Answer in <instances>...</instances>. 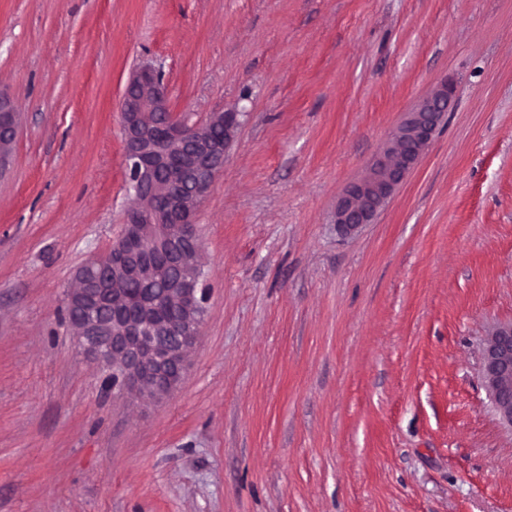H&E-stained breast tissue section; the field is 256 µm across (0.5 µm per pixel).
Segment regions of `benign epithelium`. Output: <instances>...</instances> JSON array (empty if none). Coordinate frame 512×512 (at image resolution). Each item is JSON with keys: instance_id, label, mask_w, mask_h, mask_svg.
<instances>
[{"instance_id": "benign-epithelium-1", "label": "benign epithelium", "mask_w": 512, "mask_h": 512, "mask_svg": "<svg viewBox=\"0 0 512 512\" xmlns=\"http://www.w3.org/2000/svg\"><path fill=\"white\" fill-rule=\"evenodd\" d=\"M455 101L453 84L436 85L390 132L364 174L339 197L334 224L348 235L375 223L428 151ZM122 131L136 205L121 242L86 261L69 289L70 325L84 350L109 370L112 388L160 400L181 383L185 356L197 343L202 319L197 208L223 168L240 125L237 112L203 124L179 120L168 90L150 66L138 67L121 100ZM17 117L0 96V162L11 152ZM100 267L112 269L110 288L91 287ZM160 282L171 309L152 293L132 306L121 287ZM482 374L501 420L512 426V323L494 327L482 352Z\"/></svg>"}]
</instances>
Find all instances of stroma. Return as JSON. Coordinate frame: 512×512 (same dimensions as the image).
I'll list each match as a JSON object with an SVG mask.
<instances>
[{"mask_svg":"<svg viewBox=\"0 0 512 512\" xmlns=\"http://www.w3.org/2000/svg\"><path fill=\"white\" fill-rule=\"evenodd\" d=\"M239 114L199 206L184 377L106 388L68 323L133 200L120 100ZM456 100L376 223L336 200L444 79ZM0 512H512L485 387L512 322V0H0ZM17 117L9 101L0 96V162L11 152L15 140Z\"/></svg>","mask_w":512,"mask_h":512,"instance_id":"35a3bbf8","label":"stroma"}]
</instances>
